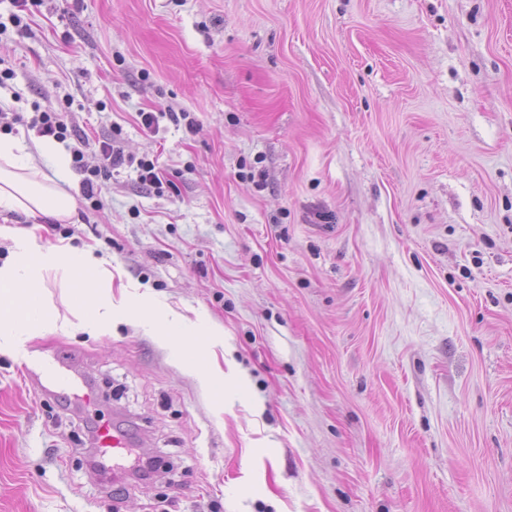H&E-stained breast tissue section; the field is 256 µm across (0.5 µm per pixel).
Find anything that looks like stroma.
I'll use <instances>...</instances> for the list:
<instances>
[{
  "instance_id": "obj_1",
  "label": "stroma",
  "mask_w": 512,
  "mask_h": 512,
  "mask_svg": "<svg viewBox=\"0 0 512 512\" xmlns=\"http://www.w3.org/2000/svg\"><path fill=\"white\" fill-rule=\"evenodd\" d=\"M14 10L0 120L67 110L169 185L0 221V266L34 238L113 274L50 272L49 327L0 335V512H512V0ZM117 408L164 475L91 474ZM63 355L56 350L29 346L21 357V369L28 382L43 386L44 382L54 385H66L69 378L59 371L58 366L65 364Z\"/></svg>"
}]
</instances>
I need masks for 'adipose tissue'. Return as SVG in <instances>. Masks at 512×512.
<instances>
[{
    "mask_svg": "<svg viewBox=\"0 0 512 512\" xmlns=\"http://www.w3.org/2000/svg\"><path fill=\"white\" fill-rule=\"evenodd\" d=\"M43 157L53 158L60 167L67 162L66 151L57 142L45 140L31 147L0 135V215H44L61 222L71 218L77 200L43 170L39 163ZM84 261L79 253L20 240L14 261L0 266V296L28 302V316L39 315L45 272Z\"/></svg>",
    "mask_w": 512,
    "mask_h": 512,
    "instance_id": "1",
    "label": "adipose tissue"
}]
</instances>
